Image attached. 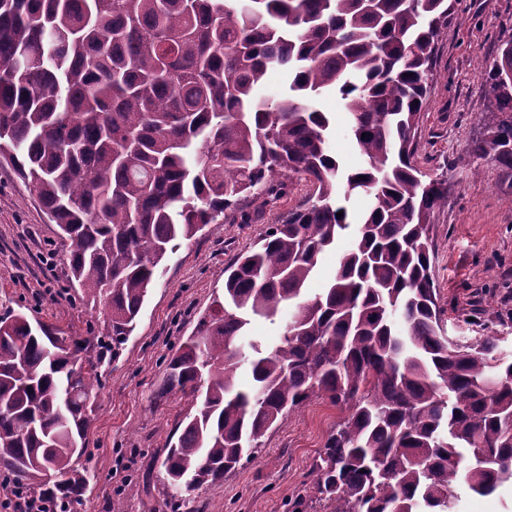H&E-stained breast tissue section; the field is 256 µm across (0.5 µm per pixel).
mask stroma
<instances>
[{"label":"stroma","instance_id":"obj_1","mask_svg":"<svg viewBox=\"0 0 512 512\" xmlns=\"http://www.w3.org/2000/svg\"><path fill=\"white\" fill-rule=\"evenodd\" d=\"M506 33L512 34V0H456L438 39L416 160L426 177L448 182V204L432 218V274L448 334L465 343L484 328L512 353V176L491 161H479L475 176L458 163L488 117L479 67L496 55ZM316 105L330 118L329 146L343 168L365 167L343 101L326 93ZM311 193L305 180L289 179L268 205L246 202L242 215L207 225L169 252L135 331L101 369L83 512H171L161 463L194 407L191 397L164 389L167 361L199 319L223 301L225 266ZM63 252L56 225L29 186L0 166V314L21 311L72 336L100 330L102 307L64 290ZM342 416L321 399L290 413L268 431L255 459L197 491L198 512H292L300 500L311 503L310 512H321L312 504L307 473ZM131 481L139 487L133 497L125 494Z\"/></svg>","mask_w":512,"mask_h":512}]
</instances>
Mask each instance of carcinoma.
<instances>
[{"label":"carcinoma","instance_id":"cac0c4a2","mask_svg":"<svg viewBox=\"0 0 512 512\" xmlns=\"http://www.w3.org/2000/svg\"><path fill=\"white\" fill-rule=\"evenodd\" d=\"M448 0H0V163L31 187L65 246L67 288L108 312L109 342L0 316V475L59 512L84 504L102 359L117 357L159 265L242 197L311 183L308 205L224 267V302L166 364L189 395L162 462L173 512L251 461L313 398L346 407L308 472L323 512H451L456 486L512 482V355L457 343L431 268L448 183L423 180L419 120ZM288 94L260 96L269 70ZM486 76L491 117L461 158L512 172V36ZM340 95L367 165L328 145ZM364 193L350 218L339 196ZM343 216L336 217L337 212ZM354 229L332 284L321 255ZM296 307L280 344L246 340L254 317ZM250 353H245L243 347ZM250 366V383L237 381Z\"/></svg>","mask_w":512,"mask_h":512}]
</instances>
